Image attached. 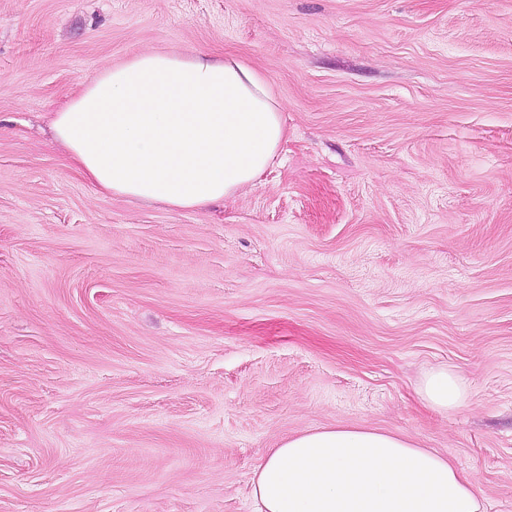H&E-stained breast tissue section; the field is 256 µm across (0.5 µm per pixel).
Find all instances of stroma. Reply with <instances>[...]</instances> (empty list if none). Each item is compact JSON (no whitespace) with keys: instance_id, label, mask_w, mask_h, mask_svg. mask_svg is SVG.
Segmentation results:
<instances>
[{"instance_id":"stroma-1","label":"stroma","mask_w":512,"mask_h":512,"mask_svg":"<svg viewBox=\"0 0 512 512\" xmlns=\"http://www.w3.org/2000/svg\"><path fill=\"white\" fill-rule=\"evenodd\" d=\"M148 50L266 81L255 186L177 212L71 167L53 112ZM349 426L512 512V0H0V512H255L270 449ZM422 395L432 407L448 410L463 403L466 397V385L462 378L453 372L441 370L429 377Z\"/></svg>"}]
</instances>
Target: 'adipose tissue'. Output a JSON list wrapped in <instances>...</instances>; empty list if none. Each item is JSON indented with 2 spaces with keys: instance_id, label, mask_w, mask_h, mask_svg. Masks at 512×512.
<instances>
[{
  "instance_id": "adipose-tissue-1",
  "label": "adipose tissue",
  "mask_w": 512,
  "mask_h": 512,
  "mask_svg": "<svg viewBox=\"0 0 512 512\" xmlns=\"http://www.w3.org/2000/svg\"><path fill=\"white\" fill-rule=\"evenodd\" d=\"M71 162L109 196L197 210L254 185L286 137L282 106L234 58L148 51L103 70L52 115ZM466 397L432 374V407ZM257 512H484L447 457L367 428L314 430L271 449L253 478Z\"/></svg>"
}]
</instances>
